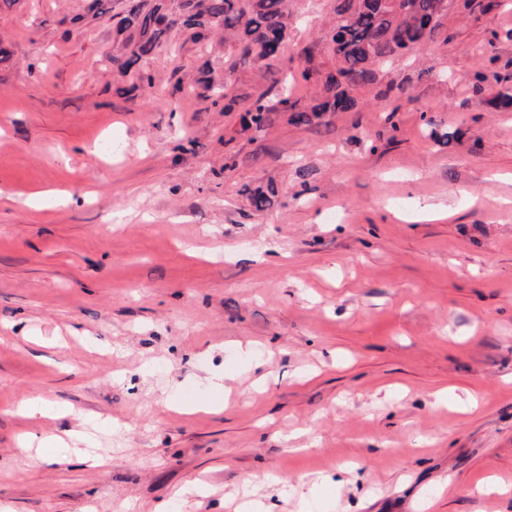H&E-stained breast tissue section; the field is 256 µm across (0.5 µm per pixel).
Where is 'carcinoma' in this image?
<instances>
[{"mask_svg":"<svg viewBox=\"0 0 512 512\" xmlns=\"http://www.w3.org/2000/svg\"><path fill=\"white\" fill-rule=\"evenodd\" d=\"M127 0L121 20L122 39L112 55L121 74L152 54L170 28L181 25L199 40L202 31L224 33L237 49L235 65L280 83L272 61L288 37V0ZM336 6L331 28L313 47L303 51L302 79L320 90L316 102L298 107L283 94L272 105L260 94L244 105L251 123L260 127L269 112L292 113L305 123L326 112H350L357 107L354 93L374 84L377 69L394 58L422 48L440 30L448 0H343Z\"/></svg>","mask_w":512,"mask_h":512,"instance_id":"obj_1","label":"carcinoma"}]
</instances>
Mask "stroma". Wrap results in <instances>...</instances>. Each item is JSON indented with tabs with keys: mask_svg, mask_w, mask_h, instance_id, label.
<instances>
[{
	"mask_svg": "<svg viewBox=\"0 0 512 512\" xmlns=\"http://www.w3.org/2000/svg\"><path fill=\"white\" fill-rule=\"evenodd\" d=\"M91 2L0 8V503L226 512L247 490L300 512L318 477L320 512H512L473 492L512 483V109L493 105L512 94V0L454 4L448 43L396 59L354 110L259 127L199 85L278 97L219 36L172 27L122 77L127 0ZM334 6L293 0L279 68ZM254 364L262 392L207 383ZM29 396L45 415L17 413ZM84 414L124 426L106 466L18 445Z\"/></svg>",
	"mask_w": 512,
	"mask_h": 512,
	"instance_id": "1",
	"label": "stroma"
}]
</instances>
